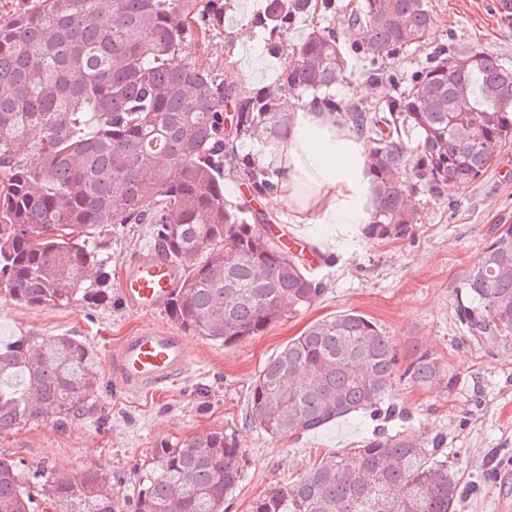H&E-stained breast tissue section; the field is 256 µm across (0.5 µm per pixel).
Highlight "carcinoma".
<instances>
[{
  "label": "carcinoma",
  "instance_id": "cac0c4a2",
  "mask_svg": "<svg viewBox=\"0 0 512 512\" xmlns=\"http://www.w3.org/2000/svg\"><path fill=\"white\" fill-rule=\"evenodd\" d=\"M0 17V292L31 306L101 299L111 286L106 238L114 224H151L183 277L167 306L185 332L220 345L257 336L322 293L300 254L268 233L267 218L224 196L233 177L256 195L274 174L238 151L269 146L288 124L280 96H308L370 144L368 240L403 239L418 221L414 197L469 184L512 140V67L483 51L442 44L406 75L386 63L421 47L434 24L426 0H261L252 27L270 54L300 19L312 30L274 89L242 93L186 60L190 41L224 25L222 0H25ZM370 59V83L401 86L388 100L344 101V53ZM231 126L233 134L226 133ZM418 136L414 150L402 140ZM410 171L408 181L396 177ZM457 317L472 336L512 345V224H496L461 284ZM425 386L453 377L424 352L404 368L376 322L345 311L310 325L256 375L246 420L273 437L345 417L386 424L408 412L392 401L398 376ZM98 355L71 336L0 345V433L38 419L63 426L86 414ZM234 434L211 432L155 449L127 503L112 473L30 475L0 455V512H35L30 485L51 512H224L240 479ZM448 461L412 431H372L290 485H273L251 512H456Z\"/></svg>",
  "mask_w": 512,
  "mask_h": 512
}]
</instances>
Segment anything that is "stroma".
Segmentation results:
<instances>
[{"instance_id": "obj_1", "label": "stroma", "mask_w": 512, "mask_h": 512, "mask_svg": "<svg viewBox=\"0 0 512 512\" xmlns=\"http://www.w3.org/2000/svg\"><path fill=\"white\" fill-rule=\"evenodd\" d=\"M427 2L436 35L424 49L446 43L488 52L512 66V22L499 17L495 0ZM258 4L245 0L242 11L227 12L223 30L209 43H188L189 59L226 80L228 68L251 55L250 46L233 41L231 32L247 24ZM424 49L400 54L393 67L413 70ZM419 200L425 217L406 238L369 241L355 225L344 226L342 245L323 257L324 291L308 309L228 347L187 336L191 368L160 392L115 390L108 365H101L91 411L63 426L28 422L0 435V453L21 461L29 473L45 462L70 477L109 471L112 494L121 500L153 469L160 444L231 432L240 446L242 478L224 509L250 512L269 486L299 480L321 458L350 452L373 431L372 423L348 417L316 433L273 437L245 419L251 385L269 358L312 323L355 311L376 321L400 356L416 347L454 374L450 389L398 380L394 398L407 409L410 430L424 441H439L462 490L456 512H512V347L469 335L456 315L459 287L481 258L492 227L512 221V143L477 181L450 184L441 198L423 194ZM154 245L151 225L113 226L112 286L94 303L29 306L0 294V340L72 336L102 357L143 324L171 327L167 310L138 312L120 295L128 260Z\"/></svg>"}]
</instances>
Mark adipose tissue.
<instances>
[{"mask_svg":"<svg viewBox=\"0 0 512 512\" xmlns=\"http://www.w3.org/2000/svg\"><path fill=\"white\" fill-rule=\"evenodd\" d=\"M281 109L291 120L274 155L278 190L266 205L294 224L364 223L371 192L367 143L312 102L287 99Z\"/></svg>","mask_w":512,"mask_h":512,"instance_id":"ef3b65f1","label":"adipose tissue"}]
</instances>
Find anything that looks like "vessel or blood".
Segmentation results:
<instances>
[{"label":"vessel or blood","instance_id":"obj_1","mask_svg":"<svg viewBox=\"0 0 512 512\" xmlns=\"http://www.w3.org/2000/svg\"><path fill=\"white\" fill-rule=\"evenodd\" d=\"M178 275L161 251L141 252L125 268L121 295L131 309L154 312L166 305ZM107 362L114 383L127 391L163 389L190 367L183 336L153 324L140 326L114 344Z\"/></svg>","mask_w":512,"mask_h":512}]
</instances>
